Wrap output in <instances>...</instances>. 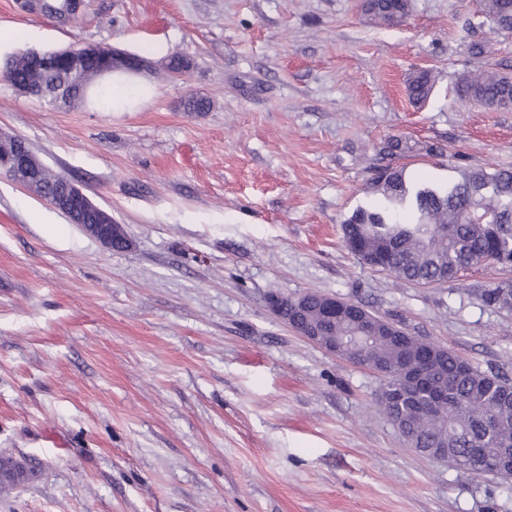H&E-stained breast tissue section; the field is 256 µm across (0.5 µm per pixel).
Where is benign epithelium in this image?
<instances>
[{
  "mask_svg": "<svg viewBox=\"0 0 512 512\" xmlns=\"http://www.w3.org/2000/svg\"><path fill=\"white\" fill-rule=\"evenodd\" d=\"M30 55L42 61L47 67L63 59L74 71L82 70L86 60L91 56L101 59L105 65L112 64V67L116 69L126 65H131L140 71L151 68V62L148 60L109 46L91 43L80 49L53 52L32 51ZM2 169L10 172L15 183L48 200L50 205L64 215L70 223L77 225L105 246L113 250L128 247L129 239L125 229L123 225L112 220L111 213L99 206L92 205V200L68 179H61L49 187L44 186L40 167L32 152L26 148V145L11 137L0 136V170ZM268 304L273 314L294 332L318 345L329 354H340V348L336 347V339L324 335L314 325L300 322L298 317L293 315V311H298L303 307L302 297L298 296L287 301L281 296L272 295L269 297ZM347 314L356 317L364 329L375 335L390 336L402 330V327L389 320H380L362 314L359 312V305L354 302L335 297H324L322 317L334 322Z\"/></svg>",
  "mask_w": 512,
  "mask_h": 512,
  "instance_id": "7a95c632",
  "label": "benign epithelium"
}]
</instances>
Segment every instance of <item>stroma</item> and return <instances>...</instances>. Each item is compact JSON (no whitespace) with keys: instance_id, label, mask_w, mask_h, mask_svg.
I'll list each match as a JSON object with an SVG mask.
<instances>
[{"instance_id":"1","label":"stroma","mask_w":512,"mask_h":512,"mask_svg":"<svg viewBox=\"0 0 512 512\" xmlns=\"http://www.w3.org/2000/svg\"><path fill=\"white\" fill-rule=\"evenodd\" d=\"M478 0H413L400 26L359 0H87L61 25L0 0V67L82 43L140 55L152 95L123 111L57 107L0 77V135L22 138L123 225L124 251L0 174V512H512V479L411 448L381 378L268 307L308 292L512 378V309L494 265L419 285L375 270L341 225L375 167L447 183L512 166V109L465 104L460 74L512 73V34ZM493 51L472 55L468 45ZM435 86L411 103L405 80ZM210 108L187 112L189 95ZM392 138L407 151L387 156ZM434 80L430 70H418L412 73L406 80V92L412 102L426 100L431 94Z\"/></svg>"}]
</instances>
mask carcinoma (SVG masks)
<instances>
[{
	"label": "carcinoma",
	"instance_id": "carcinoma-1",
	"mask_svg": "<svg viewBox=\"0 0 512 512\" xmlns=\"http://www.w3.org/2000/svg\"><path fill=\"white\" fill-rule=\"evenodd\" d=\"M365 12L381 23L396 26L411 13V0H367ZM66 0H44L42 16L68 22ZM480 13L502 32L512 33V0H480ZM40 63L19 57L5 66L14 88L34 83L31 67ZM112 72L90 73L84 79L69 75L63 64L50 72L45 86L63 87L58 99L48 102L70 106L94 89L101 105L112 104V84L97 82ZM434 85L431 72L418 70L406 80L412 102L426 100ZM461 100L489 109L512 108V75L496 70L461 74L456 83ZM368 189L376 196L368 207H358L342 225L345 246L357 241L361 251H383L387 270L398 279L417 284L455 280L460 273L494 257L512 260V168L493 172L462 169L459 179L443 186L410 181L403 168L378 169ZM305 317L323 323L322 298L307 294ZM484 305L512 307V288H490L481 294ZM342 355L366 366L383 364L378 397L391 421L416 439L419 448L447 447L448 461L477 456L491 459L512 448V381L488 374L451 351L428 350L424 342L405 334L374 336L364 344L350 341ZM423 369L426 383L411 388L404 371Z\"/></svg>",
	"mask_w": 512,
	"mask_h": 512
}]
</instances>
